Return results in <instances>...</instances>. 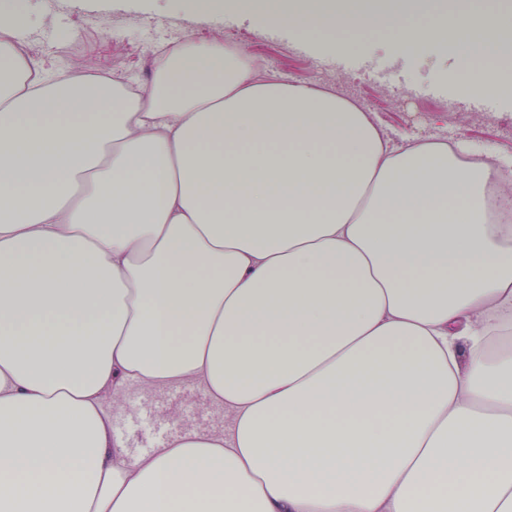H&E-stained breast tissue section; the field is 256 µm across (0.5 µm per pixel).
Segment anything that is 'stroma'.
I'll use <instances>...</instances> for the list:
<instances>
[{
	"label": "stroma",
	"instance_id": "35a3bbf8",
	"mask_svg": "<svg viewBox=\"0 0 512 512\" xmlns=\"http://www.w3.org/2000/svg\"><path fill=\"white\" fill-rule=\"evenodd\" d=\"M16 3L24 22L15 40L26 44L28 56L64 76L109 74L143 85L153 80L155 46L167 37L233 41L251 56L260 76L306 83L310 64L321 63L326 86L344 95L356 90L357 100L371 106L394 142L451 135L512 155V101L464 95L459 82L474 79L482 64L461 69L458 55L445 45L422 56H400L386 32L302 34L272 26L257 12L174 13L164 0H0L6 7ZM380 70L392 71L404 90L400 100L376 79ZM126 400L128 408L114 416L112 428L133 456L151 452L183 425L223 422L222 412L188 385L155 394L131 389Z\"/></svg>",
	"mask_w": 512,
	"mask_h": 512
}]
</instances>
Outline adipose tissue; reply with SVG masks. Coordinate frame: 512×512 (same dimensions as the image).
Instances as JSON below:
<instances>
[{
	"instance_id": "obj_1",
	"label": "adipose tissue",
	"mask_w": 512,
	"mask_h": 512,
	"mask_svg": "<svg viewBox=\"0 0 512 512\" xmlns=\"http://www.w3.org/2000/svg\"><path fill=\"white\" fill-rule=\"evenodd\" d=\"M265 17L383 26L408 55L445 38L399 8ZM451 22L462 60L512 59L500 13ZM12 29L0 12V512H512V156L395 144L219 42L131 94ZM188 384L223 426L113 442L128 388Z\"/></svg>"
}]
</instances>
